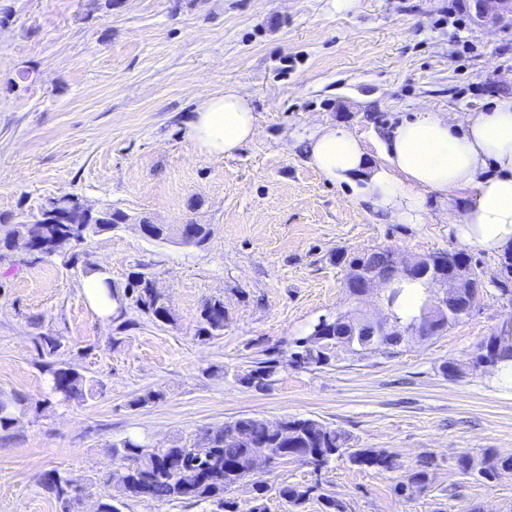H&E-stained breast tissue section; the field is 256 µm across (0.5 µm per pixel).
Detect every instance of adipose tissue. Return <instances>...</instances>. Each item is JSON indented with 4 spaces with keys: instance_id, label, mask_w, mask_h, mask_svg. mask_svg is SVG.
<instances>
[{
    "instance_id": "obj_1",
    "label": "adipose tissue",
    "mask_w": 512,
    "mask_h": 512,
    "mask_svg": "<svg viewBox=\"0 0 512 512\" xmlns=\"http://www.w3.org/2000/svg\"><path fill=\"white\" fill-rule=\"evenodd\" d=\"M208 156H233L257 133L247 94L233 85L202 97L188 123ZM373 161L345 128L317 127L306 143L311 165L335 183L359 185L361 199L398 224H416L428 193L467 200L458 239L491 254L512 251V97L494 99L461 121L421 110L384 134Z\"/></svg>"
}]
</instances>
